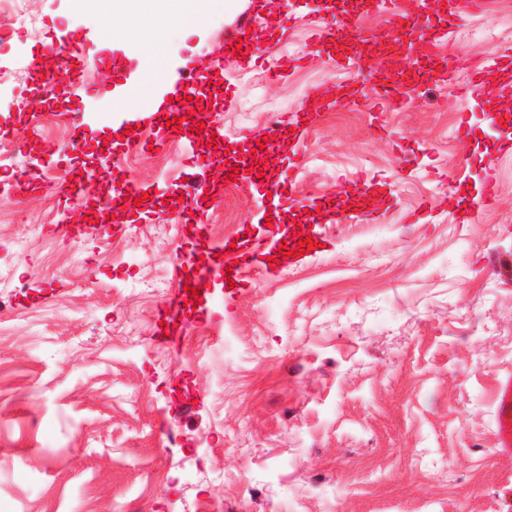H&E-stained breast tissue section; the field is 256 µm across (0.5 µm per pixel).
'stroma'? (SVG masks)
I'll use <instances>...</instances> for the list:
<instances>
[{
  "label": "stroma",
  "mask_w": 512,
  "mask_h": 512,
  "mask_svg": "<svg viewBox=\"0 0 512 512\" xmlns=\"http://www.w3.org/2000/svg\"><path fill=\"white\" fill-rule=\"evenodd\" d=\"M305 0H233L195 31L169 32V68L185 76L222 69L236 88L229 109L205 112L230 148L243 150L273 124L293 130L294 203L277 212L251 184L224 187L209 210L208 313L179 309L192 246L169 199L182 155L218 170L203 138L169 156L132 152L124 177L159 200L124 224H56L58 182L88 162L108 129L95 110L101 74L88 64L83 101L31 112L19 104L53 64L59 30L84 37L91 14L113 0H27L36 31L13 37L0 68V127L14 131V164L0 167V512H507L512 459L495 449L498 382L512 374V148L493 111L512 109V73L490 68L483 88L458 92L464 61L512 56V0H486L436 47L452 72L415 82L398 105L373 53L375 87L346 105L357 68L316 53ZM291 16L286 48L303 66L278 83L240 73L224 43L245 17ZM152 16L112 41L131 66L115 91L137 83L160 34ZM320 102L308 123L296 115ZM468 119L458 135V117ZM82 127L65 164L26 150L59 147ZM25 170L39 191L9 189ZM391 183L382 202L321 221L331 245L284 261L253 286L224 288L225 244L250 236L265 251L273 231L316 211L326 195H360L362 175ZM496 195L483 203L487 178ZM469 214L461 216L459 198ZM180 324L166 328L173 312Z\"/></svg>",
  "instance_id": "obj_1"
}]
</instances>
